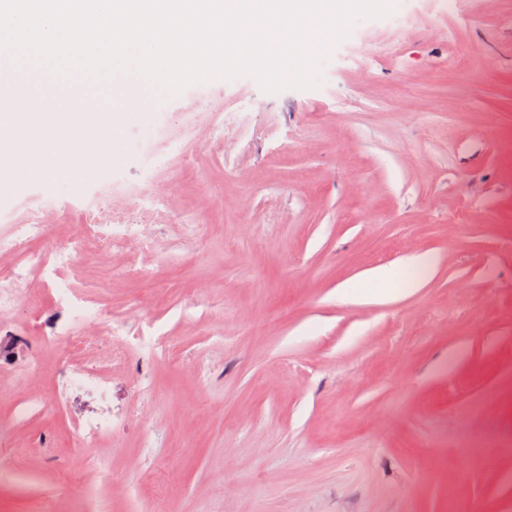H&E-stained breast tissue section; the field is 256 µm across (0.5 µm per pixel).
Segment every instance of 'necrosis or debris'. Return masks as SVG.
<instances>
[{
	"label": "necrosis or debris",
	"mask_w": 512,
	"mask_h": 512,
	"mask_svg": "<svg viewBox=\"0 0 512 512\" xmlns=\"http://www.w3.org/2000/svg\"><path fill=\"white\" fill-rule=\"evenodd\" d=\"M94 238L103 249H111L115 236L108 224H77L68 236H57L45 224L26 225L22 235H1L0 254L20 256L22 262L14 266L8 277L0 278V311L11 309L18 297V284L45 273H55L53 285L58 298L67 300L73 308V328L63 330L61 341L65 342L68 353L61 360V376L75 386L87 387L97 392H105L110 383L109 376L102 371L90 369L80 364L79 359L86 349V338L81 324L88 316H96L99 333L108 335L113 331L111 308L80 297L75 289L69 288L59 271L67 263L72 252L82 248L87 239Z\"/></svg>",
	"instance_id": "4bbe7bcc"
}]
</instances>
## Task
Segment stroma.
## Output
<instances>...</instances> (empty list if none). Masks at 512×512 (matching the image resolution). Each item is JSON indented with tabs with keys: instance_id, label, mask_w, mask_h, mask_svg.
I'll list each match as a JSON object with an SVG mask.
<instances>
[{
	"instance_id": "stroma-1",
	"label": "stroma",
	"mask_w": 512,
	"mask_h": 512,
	"mask_svg": "<svg viewBox=\"0 0 512 512\" xmlns=\"http://www.w3.org/2000/svg\"><path fill=\"white\" fill-rule=\"evenodd\" d=\"M441 3L353 22L311 89L146 91L104 167L0 188L1 233L105 212L155 242L70 264L128 329L83 357L107 396L56 399L69 305L0 312V512H512V0ZM106 399L110 437L73 429Z\"/></svg>"
}]
</instances>
